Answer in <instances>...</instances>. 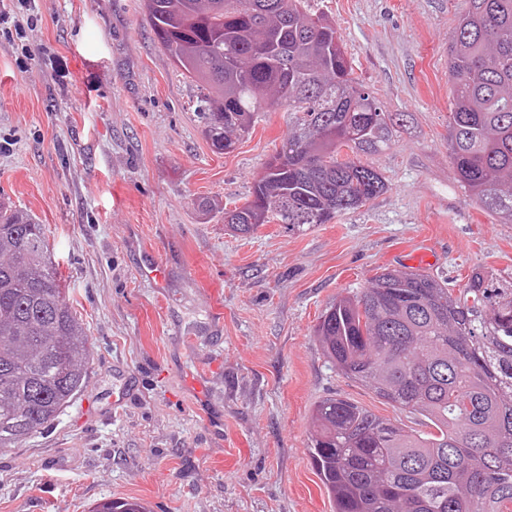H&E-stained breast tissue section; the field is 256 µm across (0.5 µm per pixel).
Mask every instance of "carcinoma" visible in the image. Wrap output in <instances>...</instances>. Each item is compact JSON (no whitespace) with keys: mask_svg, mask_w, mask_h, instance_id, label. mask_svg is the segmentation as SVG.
Returning a JSON list of instances; mask_svg holds the SVG:
<instances>
[{"mask_svg":"<svg viewBox=\"0 0 512 512\" xmlns=\"http://www.w3.org/2000/svg\"><path fill=\"white\" fill-rule=\"evenodd\" d=\"M218 153L259 112L288 110V138L252 200L224 211L243 235L327 224L382 194L370 154L398 118L353 77L335 24L306 0H142ZM448 44V154L470 199L512 222V0H464ZM327 360L393 407L406 431L343 396L317 402L309 448L334 512H512V284L481 272L453 290L384 270L331 303L315 328ZM89 338L49 255L45 227L0 206V450L47 428L86 388ZM91 512H150L137 499Z\"/></svg>","mask_w":512,"mask_h":512,"instance_id":"1","label":"carcinoma"}]
</instances>
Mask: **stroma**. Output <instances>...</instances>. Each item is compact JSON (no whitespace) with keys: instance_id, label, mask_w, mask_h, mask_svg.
I'll list each match as a JSON object with an SVG mask.
<instances>
[{"instance_id":"1","label":"stroma","mask_w":512,"mask_h":512,"mask_svg":"<svg viewBox=\"0 0 512 512\" xmlns=\"http://www.w3.org/2000/svg\"><path fill=\"white\" fill-rule=\"evenodd\" d=\"M335 22L357 81L404 126L367 161L388 189L304 231L239 236L288 136L259 114L216 153L141 0H31L0 23V201L28 211L91 337L87 386L46 430L0 451V512H333L308 448L312 411L341 395L406 428L328 362L314 333L337 297L410 266L464 284L512 280V223L472 202L448 156V40L463 0H308ZM216 202L213 211L201 200ZM162 287L140 277L143 250ZM120 499L121 501L103 500L91 512H150L147 506L137 499Z\"/></svg>"}]
</instances>
